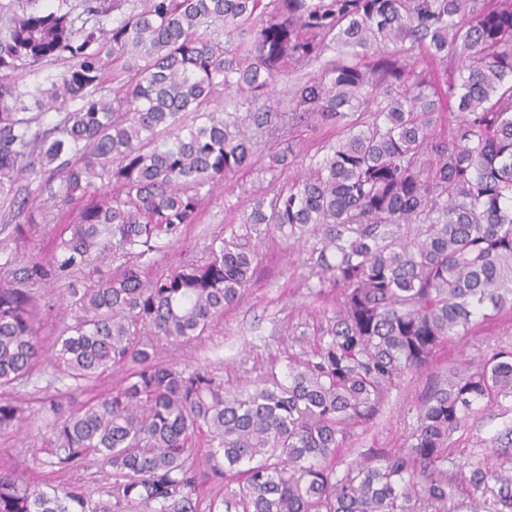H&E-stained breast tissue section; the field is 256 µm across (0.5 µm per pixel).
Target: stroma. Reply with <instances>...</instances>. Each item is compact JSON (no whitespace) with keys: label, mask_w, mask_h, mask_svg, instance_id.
<instances>
[{"label":"stroma","mask_w":512,"mask_h":512,"mask_svg":"<svg viewBox=\"0 0 512 512\" xmlns=\"http://www.w3.org/2000/svg\"><path fill=\"white\" fill-rule=\"evenodd\" d=\"M285 180L282 174L246 172L237 174L226 186L216 188L202 205L199 223L188 228L181 250L158 254L155 271L168 268L183 253L205 258L210 240L223 234L225 225L241 223L249 214L255 194L272 192ZM304 259L305 254L298 247L291 249L283 244L268 251L264 270L252 284L246 300L226 313L204 341L176 351V358L194 368L213 369L223 378L225 386L234 388L254 380L260 367L273 364L284 368L292 326L304 323L312 327L319 319V304L309 288ZM500 331L498 322L482 323L474 335L442 350L436 368L444 369L464 357H479L497 342ZM423 385L420 379L408 383L379 424L357 432L345 448L338 450L337 463L361 453L403 448L416 422L415 402ZM28 390L29 408L19 429L0 432V458L14 463L22 476L31 481L55 483L60 477L53 467L44 464L41 453L53 417L50 404L55 401L76 407L87 395L74 389L69 380L53 376L46 361L35 368Z\"/></svg>","instance_id":"stroma-1"}]
</instances>
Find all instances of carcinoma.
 Returning a JSON list of instances; mask_svg holds the SVG:
<instances>
[{
    "instance_id": "obj_1",
    "label": "carcinoma",
    "mask_w": 512,
    "mask_h": 512,
    "mask_svg": "<svg viewBox=\"0 0 512 512\" xmlns=\"http://www.w3.org/2000/svg\"><path fill=\"white\" fill-rule=\"evenodd\" d=\"M38 2L0 0V206L32 201L26 223L0 224V431L21 421L13 390L48 347L77 389L124 377L52 405L41 449L61 473L98 465L99 487L42 486L0 457V512H512V342L431 373L478 321L512 315V0ZM423 57L461 61L444 93L415 72ZM59 59L60 80L20 91L15 70ZM317 63L287 106L272 100L283 73ZM27 95L59 121L32 130ZM232 96L245 114L226 111ZM299 124L336 142L206 260L154 273L212 188L255 169L258 135L273 141L259 172L295 166L284 134ZM99 180L112 190L81 205L51 258L10 247ZM291 240L336 297L314 338L292 328L287 373L264 369L243 397L162 355L201 341ZM58 286L75 320L46 344ZM426 373L406 448L337 470V450ZM490 409L494 447L456 461L454 435ZM202 477L222 487L207 502Z\"/></svg>"
}]
</instances>
